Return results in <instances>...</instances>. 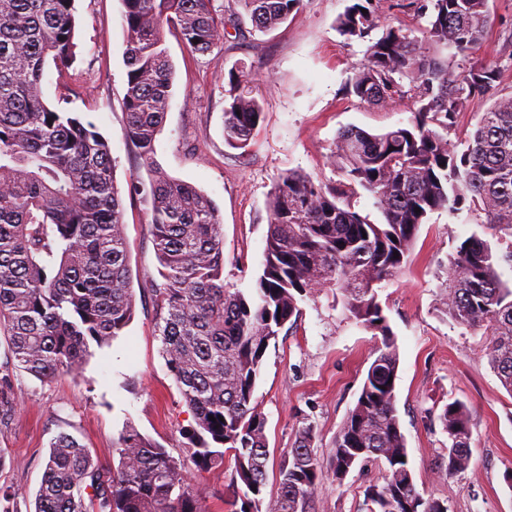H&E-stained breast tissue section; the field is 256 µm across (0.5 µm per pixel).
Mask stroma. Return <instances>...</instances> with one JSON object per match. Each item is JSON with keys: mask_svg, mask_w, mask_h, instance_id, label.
<instances>
[{"mask_svg": "<svg viewBox=\"0 0 512 512\" xmlns=\"http://www.w3.org/2000/svg\"><path fill=\"white\" fill-rule=\"evenodd\" d=\"M348 0H303L287 22L268 33L243 25L227 35L219 56H201L173 34L165 45L174 64L172 97L155 143L154 163L169 176L203 190L214 201L224 235V281L243 292L256 286L264 262L267 202L279 176L299 170L330 182L329 155L342 128L380 133L408 123L407 101L383 108L346 95L368 44L345 41L335 29ZM74 71L84 89L64 97L55 69L42 83L44 101L60 104L92 123L107 140L124 210L129 268L135 294L130 324L109 347L96 351L80 378L44 382L15 374L16 407L0 429V485L18 493L21 512H32L53 439L73 435L106 466L118 456L113 442L134 426L172 453H181L182 427L193 416L161 356L148 287L159 264L145 195L127 191L130 176L148 179L131 144L124 112L126 66L121 0H75ZM493 23L477 52L501 67L497 94H512V0H490ZM249 73L263 119L241 149L224 142V77ZM478 226L467 212H436L421 225L411 262L395 280L379 285V298L395 334L400 366L397 409L409 467L424 499L448 512H512V393L485 355L480 331L459 326L440 309L438 284L448 257ZM296 326L281 331L263 358L255 395L266 417L270 460L267 493L279 489V466L301 427L315 432L313 451L329 462L333 443L361 391L374 359L372 332L342 315L332 295L302 301ZM459 401L471 412V456L457 474L442 470L448 437L438 414ZM385 467H356L344 480L322 482L314 512H365L364 491L382 483ZM194 491L210 512H229L227 472L195 474Z\"/></svg>", "mask_w": 512, "mask_h": 512, "instance_id": "stroma-1", "label": "stroma"}]
</instances>
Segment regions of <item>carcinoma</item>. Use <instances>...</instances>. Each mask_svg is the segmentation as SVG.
Here are the masks:
<instances>
[{
    "instance_id": "obj_1",
    "label": "carcinoma",
    "mask_w": 512,
    "mask_h": 512,
    "mask_svg": "<svg viewBox=\"0 0 512 512\" xmlns=\"http://www.w3.org/2000/svg\"><path fill=\"white\" fill-rule=\"evenodd\" d=\"M74 2L0 0V334L8 338L0 412L14 408L13 371L40 380L77 377L135 312L109 145L41 92L48 66L60 73L76 59ZM213 2L122 0L128 137L149 166L159 264L160 280L149 291L162 356L194 423L181 430L186 443L177 456L126 428L112 469L72 435L59 434L34 512H208L188 475L224 468L226 450L233 458L231 512H313L323 480L340 484L371 460L386 469L384 483L366 490L367 512H448L423 499L406 461L396 407L399 350L375 285L403 272L431 213L467 210L483 229L512 237V95L495 98L465 140L448 138L458 117L500 78L497 66L474 56L492 24L489 0H412L427 19L429 54L403 26L381 20L376 0H354L336 18L346 41L370 42L346 94L376 107L407 96L411 117L381 133L339 131L330 155L337 181L317 183L298 171L279 178L267 203L265 260L252 297L224 283L213 200L152 166L174 79L164 29L191 52L211 55L222 49L227 27L238 31L248 20L253 30L270 32L302 0H233L227 14ZM458 57L468 62L463 75ZM227 86L224 142L244 148L262 105L244 71H229ZM358 188L374 197L383 223L353 208ZM327 290L339 293L348 318L381 340L329 465L312 452L313 428H301L280 465L279 491L268 498L266 417L255 397L262 360L270 341L302 315L299 302ZM440 301L458 325L484 330L489 363L512 393V284L478 234L448 258ZM438 420L448 435L445 472L459 473L470 461L469 411L454 401ZM0 512H19L9 485L0 486Z\"/></svg>"
}]
</instances>
